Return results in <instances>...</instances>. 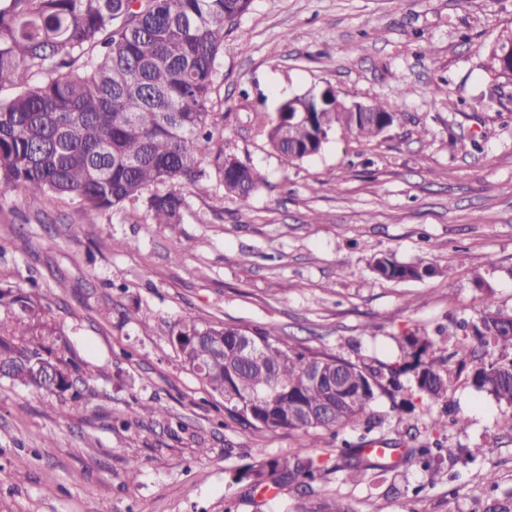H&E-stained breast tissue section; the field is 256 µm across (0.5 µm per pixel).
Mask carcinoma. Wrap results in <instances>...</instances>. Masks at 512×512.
I'll return each mask as SVG.
<instances>
[{"instance_id":"carcinoma-1","label":"carcinoma","mask_w":512,"mask_h":512,"mask_svg":"<svg viewBox=\"0 0 512 512\" xmlns=\"http://www.w3.org/2000/svg\"><path fill=\"white\" fill-rule=\"evenodd\" d=\"M251 0H0V189L50 198L69 197L93 212H111L143 197L150 186L167 190L144 201L153 224H175L186 199L178 187L202 189L204 159L212 156L224 190L247 202L265 179L246 164L225 162L215 147L211 110L229 28ZM512 31L489 46L486 70L512 83ZM283 101L265 126L269 146L290 162L307 159L338 132L370 142L397 120L391 103L375 99L370 114L347 111L332 89L312 88ZM376 274L385 280H422L435 270L421 262L384 256ZM0 375L56 394L73 388L70 363L52 356L45 312L21 290L0 289ZM483 311L463 323L477 347L498 357L471 369L477 391L512 407V314ZM242 331L183 323L181 361L224 398V410L265 431L340 430L361 422L372 428L381 373L349 359L304 353L268 331L241 345ZM397 378L413 372L417 392L439 400L447 392L449 358L417 336L404 338ZM429 444L408 448L402 462L429 468ZM388 466L349 442L323 457L307 448L255 463L239 475L253 486L309 483L328 473L356 479Z\"/></svg>"}]
</instances>
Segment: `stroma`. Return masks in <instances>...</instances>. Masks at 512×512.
I'll return each instance as SVG.
<instances>
[{
    "mask_svg": "<svg viewBox=\"0 0 512 512\" xmlns=\"http://www.w3.org/2000/svg\"><path fill=\"white\" fill-rule=\"evenodd\" d=\"M512 29V0H251L219 60L214 119L224 156L257 169L247 202L183 186L175 224L132 222L142 202L106 214L78 200L0 193V287L30 293L70 361L76 390L45 398L0 377V512H500L512 504V408L451 366L432 429L401 376L374 426L263 432L181 361L184 320L366 363L400 360L402 339L454 333L486 291L512 313V84L484 68ZM333 86L400 116L365 143L333 135L288 162L263 133L281 100ZM440 96H432L434 86ZM424 259L436 275L389 281L375 258ZM75 390V391H76ZM163 405L165 415L149 414ZM442 446L438 471L402 466L354 480L332 473L273 492L240 476L266 457L343 442ZM138 460L136 481L127 463ZM494 469L496 486L483 479Z\"/></svg>",
    "mask_w": 512,
    "mask_h": 512,
    "instance_id": "35a3bbf8",
    "label": "stroma"
}]
</instances>
